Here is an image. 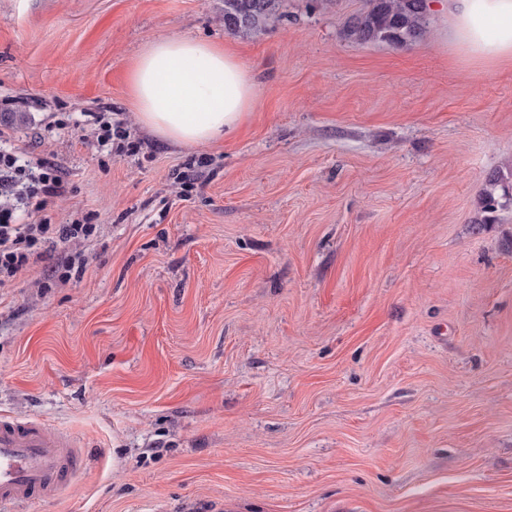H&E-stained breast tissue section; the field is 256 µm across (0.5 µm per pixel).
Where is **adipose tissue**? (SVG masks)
<instances>
[{
	"mask_svg": "<svg viewBox=\"0 0 512 512\" xmlns=\"http://www.w3.org/2000/svg\"><path fill=\"white\" fill-rule=\"evenodd\" d=\"M447 39L469 62H512V0H439ZM140 124L191 147L234 134L255 99L251 71L230 50L192 37L153 41L129 75Z\"/></svg>",
	"mask_w": 512,
	"mask_h": 512,
	"instance_id": "1",
	"label": "adipose tissue"
}]
</instances>
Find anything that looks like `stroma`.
<instances>
[{"label":"stroma","mask_w":512,"mask_h":512,"mask_svg":"<svg viewBox=\"0 0 512 512\" xmlns=\"http://www.w3.org/2000/svg\"><path fill=\"white\" fill-rule=\"evenodd\" d=\"M362 0H282L261 35L224 0H0V150L93 217L67 282L0 286V416L84 462L18 512H512V64L429 23L357 43ZM235 51L239 130L167 144L128 76L161 36ZM112 148L96 145L99 117ZM486 183L487 188L480 199L475 221L478 229L494 224L498 211L512 206V167L505 171H493L488 175Z\"/></svg>","instance_id":"stroma-1"}]
</instances>
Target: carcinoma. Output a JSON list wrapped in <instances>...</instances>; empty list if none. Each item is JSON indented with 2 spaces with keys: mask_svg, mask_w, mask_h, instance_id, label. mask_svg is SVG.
Masks as SVG:
<instances>
[{
  "mask_svg": "<svg viewBox=\"0 0 512 512\" xmlns=\"http://www.w3.org/2000/svg\"><path fill=\"white\" fill-rule=\"evenodd\" d=\"M281 0H224V28L257 35L279 13ZM428 0H364L363 9L349 21L347 33L359 43L384 41L401 47L427 32ZM479 202L475 224L497 221L498 211L512 206V167L490 173Z\"/></svg>",
  "mask_w": 512,
  "mask_h": 512,
  "instance_id": "1",
  "label": "carcinoma"
}]
</instances>
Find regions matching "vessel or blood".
<instances>
[{
	"label": "vessel or blood",
	"instance_id": "b4317fda",
	"mask_svg": "<svg viewBox=\"0 0 512 512\" xmlns=\"http://www.w3.org/2000/svg\"><path fill=\"white\" fill-rule=\"evenodd\" d=\"M81 464L73 436L38 421L0 419V508L56 497Z\"/></svg>",
	"mask_w": 512,
	"mask_h": 512
}]
</instances>
